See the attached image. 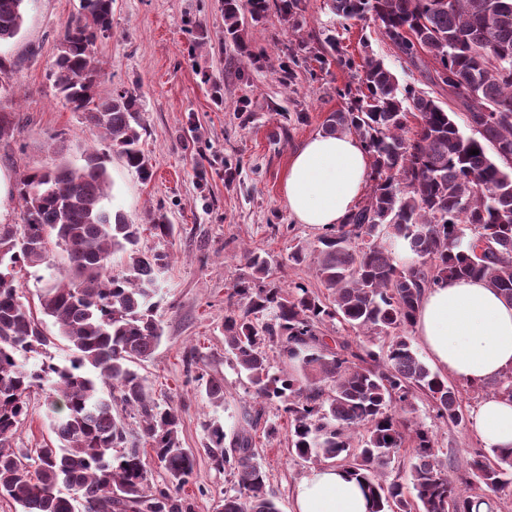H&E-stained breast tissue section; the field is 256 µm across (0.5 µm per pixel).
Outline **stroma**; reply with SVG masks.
I'll use <instances>...</instances> for the list:
<instances>
[{"mask_svg": "<svg viewBox=\"0 0 512 512\" xmlns=\"http://www.w3.org/2000/svg\"><path fill=\"white\" fill-rule=\"evenodd\" d=\"M79 8L80 0H29L21 34L0 46V119L10 126L0 138V224L22 221L16 184L23 174L64 160L81 163L86 151L105 146L48 77L60 27ZM328 31L339 34L355 65L372 56L401 84L431 91L424 73L400 58L377 26L342 28L327 0H305L293 28L273 9L245 19L238 43L224 36L222 0H112V29L96 43L98 92L138 95L142 147L154 167L145 183L112 159L110 205L146 228L159 214L174 226L168 239L147 231L141 238L143 248L169 253L170 265L154 297L165 335L140 372L154 398L177 409L184 447L199 452L194 482L185 488L191 512H217L233 487L231 476L201 453L205 425L232 432L255 404L248 380L224 351L227 296L248 274L242 250L271 256L272 284L320 286L314 258L299 265L288 259L294 245H313L319 231L293 221L283 186L293 150L321 132L330 112L347 107L348 90L360 85V74L307 53ZM287 64L289 81L282 77ZM203 374L223 378V406L211 405L198 387ZM410 418L433 431L449 481L464 484L467 461L482 447L472 423L444 424L422 398ZM50 420L43 392H31L17 446L53 440ZM262 421L252 435L281 512H291L293 490L310 466L288 453L286 415L270 407ZM269 423L280 437H266Z\"/></svg>", "mask_w": 512, "mask_h": 512, "instance_id": "stroma-1", "label": "stroma"}]
</instances>
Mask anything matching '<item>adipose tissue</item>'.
Segmentation results:
<instances>
[{"mask_svg": "<svg viewBox=\"0 0 512 512\" xmlns=\"http://www.w3.org/2000/svg\"><path fill=\"white\" fill-rule=\"evenodd\" d=\"M369 155L351 134H315L290 157L284 201L297 223L319 228L343 223L363 194ZM414 328L440 371L466 383L512 372V301L479 279L451 281L426 291ZM474 428L488 448H512V399L485 397ZM359 482L343 468L312 469L294 492V512H369Z\"/></svg>", "mask_w": 512, "mask_h": 512, "instance_id": "adipose-tissue-1", "label": "adipose tissue"}]
</instances>
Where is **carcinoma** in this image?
I'll return each mask as SVG.
<instances>
[{
	"label": "carcinoma",
	"mask_w": 512,
	"mask_h": 512,
	"mask_svg": "<svg viewBox=\"0 0 512 512\" xmlns=\"http://www.w3.org/2000/svg\"><path fill=\"white\" fill-rule=\"evenodd\" d=\"M27 2L0 0V45L20 34ZM327 2L341 21L378 25L437 91L402 85L365 58L358 97L323 123L328 134L357 136L372 158L368 194L344 223L322 228L313 248L325 292L267 283L268 257L244 251L249 274L229 294L224 345L250 382L255 416L267 405L283 411L289 454L345 467L372 512H480L482 499L448 481L433 432L402 419L421 394L438 420L463 421L460 392L421 359L406 330L426 289L449 280L483 279L512 301V0ZM275 8L292 24L303 0ZM267 10V0H224L225 34L241 39V13L257 20ZM111 28L112 0H81L49 70L57 95L101 131L108 151L23 175V223L0 224V495L20 512H190L181 491L196 455L183 447L177 410L155 400L135 369L164 335L153 298L169 254L141 250L142 225L107 205L111 155L142 181L153 176L137 98L96 91L94 47ZM410 116L417 126L408 137ZM399 246L417 262L402 264ZM58 255L66 267L33 309L18 278ZM40 314L69 343L67 364L20 360L51 344ZM334 320L355 336L324 335ZM375 335L389 341L375 349ZM199 380L208 401L222 405L224 379ZM35 388L54 413L56 443L18 448ZM205 435L211 465L235 480L219 512H280L250 431L208 424ZM407 439L414 462L406 482L383 479L379 469ZM147 446L167 472L162 484L151 482ZM468 474L494 493L511 487L512 451L474 452Z\"/></svg>",
	"instance_id": "carcinoma-1"
}]
</instances>
